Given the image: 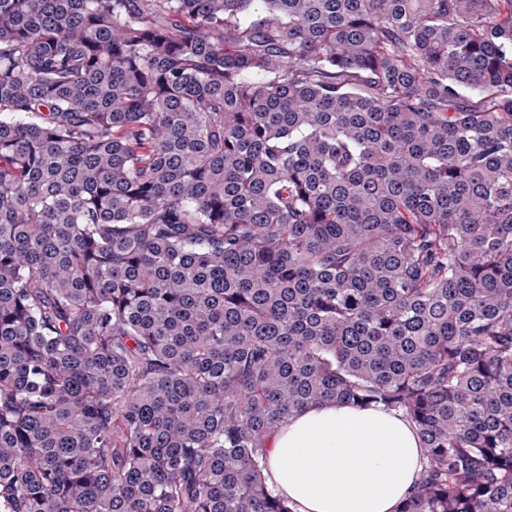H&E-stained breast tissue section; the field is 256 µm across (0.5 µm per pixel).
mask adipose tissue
I'll return each mask as SVG.
<instances>
[{
	"mask_svg": "<svg viewBox=\"0 0 512 512\" xmlns=\"http://www.w3.org/2000/svg\"><path fill=\"white\" fill-rule=\"evenodd\" d=\"M424 463L421 440L401 415L324 404L271 437L265 477L295 512H398Z\"/></svg>",
	"mask_w": 512,
	"mask_h": 512,
	"instance_id": "adipose-tissue-1",
	"label": "adipose tissue"
}]
</instances>
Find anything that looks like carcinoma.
<instances>
[{
    "label": "carcinoma",
    "mask_w": 512,
    "mask_h": 512,
    "mask_svg": "<svg viewBox=\"0 0 512 512\" xmlns=\"http://www.w3.org/2000/svg\"><path fill=\"white\" fill-rule=\"evenodd\" d=\"M323 403L512 512V0H0V512H294Z\"/></svg>",
    "instance_id": "cac0c4a2"
}]
</instances>
